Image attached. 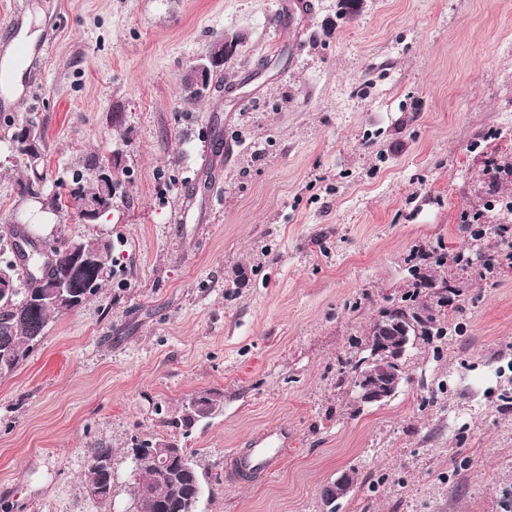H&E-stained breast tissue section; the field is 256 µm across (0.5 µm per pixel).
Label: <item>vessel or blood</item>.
Returning a JSON list of instances; mask_svg holds the SVG:
<instances>
[{
    "label": "vessel or blood",
    "mask_w": 512,
    "mask_h": 512,
    "mask_svg": "<svg viewBox=\"0 0 512 512\" xmlns=\"http://www.w3.org/2000/svg\"><path fill=\"white\" fill-rule=\"evenodd\" d=\"M25 19V4L18 0L14 10L0 24V112H12L25 100L29 90L18 87L9 59L26 63L30 76H37L42 60L50 53V44L31 51L17 43L16 34ZM288 436L277 424L267 426L252 437L247 446L233 449L226 457V468L233 478L272 474L284 450Z\"/></svg>",
    "instance_id": "obj_1"
}]
</instances>
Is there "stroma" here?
Instances as JSON below:
<instances>
[{
    "label": "stroma",
    "mask_w": 512,
    "mask_h": 512,
    "mask_svg": "<svg viewBox=\"0 0 512 512\" xmlns=\"http://www.w3.org/2000/svg\"><path fill=\"white\" fill-rule=\"evenodd\" d=\"M27 3L20 38L53 41L20 110L45 131L47 189L92 152L124 176L95 223L41 211L0 122V227L29 215L41 237L112 247L99 292L0 378V512H98L101 447L129 506L136 437L192 452L199 512H325L345 471L338 512H506L512 389L493 369L512 353V266L488 280L458 257L465 217L495 223L512 199L485 175L512 161V0H365L349 21L337 0ZM228 30L245 39L222 89L186 100L181 75ZM421 275L424 302L461 284L456 335L412 341L398 393L358 406L336 369ZM207 390L215 413L168 427ZM272 423L290 437L278 471L228 481L225 452ZM352 480L349 474L344 473L335 481L324 486V495L329 508L328 511L336 512L335 503L344 498L351 490ZM332 506V507H331Z\"/></svg>",
    "instance_id": "1"
}]
</instances>
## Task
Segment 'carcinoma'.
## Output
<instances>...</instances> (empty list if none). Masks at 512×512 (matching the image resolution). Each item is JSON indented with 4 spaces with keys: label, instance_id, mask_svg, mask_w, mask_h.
<instances>
[{
    "label": "carcinoma",
    "instance_id": "carcinoma-1",
    "mask_svg": "<svg viewBox=\"0 0 512 512\" xmlns=\"http://www.w3.org/2000/svg\"><path fill=\"white\" fill-rule=\"evenodd\" d=\"M180 84L188 100H197L198 84L193 72L185 71ZM38 151L26 156L25 167L29 171L26 180L19 183L20 191L30 194L36 190L44 191V172L40 171L43 161V130H38ZM114 157L97 154L87 156L82 166L73 174L66 193L46 194L49 207L57 211L67 205L77 214H82L83 202L99 195L100 185L97 179L101 166L110 163ZM70 240H56L53 254L55 262L46 267L47 280L58 284L70 276L69 263ZM112 274V261H107L105 270L87 279L91 287L80 285L76 305L81 306L94 296ZM402 297L401 302L385 309L379 320L384 324L394 323L428 343L444 344L446 336L452 333V322L448 317V297L437 295L431 304H417L419 288ZM72 310L66 303H56L47 298L42 283L36 282L30 287H21L14 292H0V377L15 372L26 357L41 342L54 315ZM365 357L349 363V370H339L338 381L355 384L359 374L365 371ZM195 406L189 409L182 422L190 424L214 413L220 406L218 394L207 392L194 399ZM132 447L139 450L137 462L130 471L132 478V503L134 512H198L199 501L203 495L202 475L192 455L185 448L168 440L134 439ZM158 448L174 449L173 462L164 468L154 464L153 451ZM86 487H95L100 495L93 499L99 512H112V449L99 448L92 455L88 469Z\"/></svg>",
    "mask_w": 512,
    "mask_h": 512
}]
</instances>
